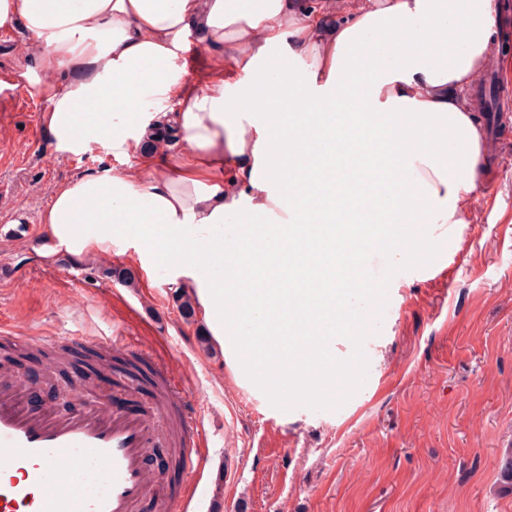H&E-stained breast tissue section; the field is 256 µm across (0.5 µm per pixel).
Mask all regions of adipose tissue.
Here are the masks:
<instances>
[{"instance_id":"adipose-tissue-1","label":"adipose tissue","mask_w":512,"mask_h":512,"mask_svg":"<svg viewBox=\"0 0 512 512\" xmlns=\"http://www.w3.org/2000/svg\"><path fill=\"white\" fill-rule=\"evenodd\" d=\"M498 17L497 0H360L336 25L298 0H0V27L22 24L36 40L20 77L46 101L59 147L107 144L133 160L55 188L41 215L51 254L125 239L193 289L214 336L280 339L265 357L287 362L289 385L304 372L287 339L344 323L347 295L367 287L355 241L444 270L447 233L414 227L471 219L489 157L464 91ZM192 32L223 49L237 81H184ZM276 55L303 71L270 68ZM65 67L69 85L42 82ZM259 79L268 104L253 107ZM169 125L182 154L148 147ZM255 242L260 269L242 260Z\"/></svg>"}]
</instances>
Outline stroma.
I'll use <instances>...</instances> for the list:
<instances>
[{"label":"stroma","instance_id":"1","mask_svg":"<svg viewBox=\"0 0 512 512\" xmlns=\"http://www.w3.org/2000/svg\"><path fill=\"white\" fill-rule=\"evenodd\" d=\"M30 43L22 26L0 29V77L18 81ZM45 109L23 86L0 99V329L42 339L0 369L26 379L35 353L61 336L78 348L87 336L125 337L119 359L166 366L203 427L204 452L224 462L210 477L221 512H512L500 489L512 451V161L492 159L471 223L449 242L462 256L444 273L424 280L371 251L366 277L400 280L381 309L353 300L369 335L337 342L315 389L278 400L258 349L242 345L229 361L219 341L203 345L208 330L183 317L171 272L128 243L45 257L40 216L55 187L129 167L97 143L58 150ZM350 360L361 372L346 381L336 367Z\"/></svg>","mask_w":512,"mask_h":512}]
</instances>
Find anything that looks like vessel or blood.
<instances>
[{
	"mask_svg": "<svg viewBox=\"0 0 512 512\" xmlns=\"http://www.w3.org/2000/svg\"><path fill=\"white\" fill-rule=\"evenodd\" d=\"M152 422L121 407L60 414L35 411L26 387L0 373V512H138L154 499L162 512H207L199 492L205 458L183 448L185 493L167 492L149 467Z\"/></svg>",
	"mask_w": 512,
	"mask_h": 512,
	"instance_id": "obj_1",
	"label": "vessel or blood"
}]
</instances>
